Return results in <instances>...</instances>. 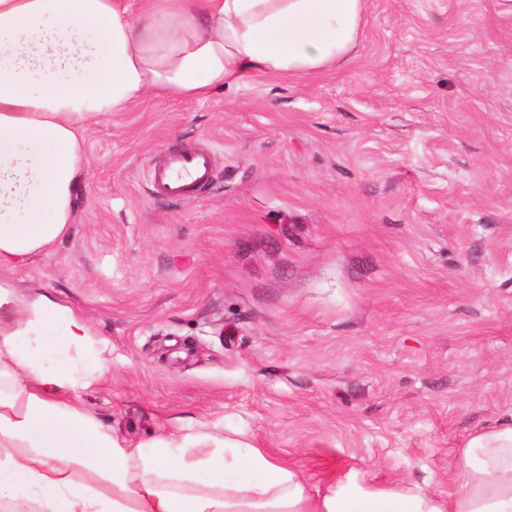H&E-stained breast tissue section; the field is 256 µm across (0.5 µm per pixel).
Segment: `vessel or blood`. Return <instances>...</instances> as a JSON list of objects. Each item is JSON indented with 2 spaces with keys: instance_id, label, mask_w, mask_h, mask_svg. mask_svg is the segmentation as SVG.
<instances>
[{
  "instance_id": "obj_1",
  "label": "vessel or blood",
  "mask_w": 512,
  "mask_h": 512,
  "mask_svg": "<svg viewBox=\"0 0 512 512\" xmlns=\"http://www.w3.org/2000/svg\"><path fill=\"white\" fill-rule=\"evenodd\" d=\"M209 176L207 156L189 151H173L154 174L155 192L171 199L181 198L188 195L193 186L206 182Z\"/></svg>"
}]
</instances>
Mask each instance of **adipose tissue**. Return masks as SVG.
<instances>
[{"label":"adipose tissue","instance_id":"obj_1","mask_svg":"<svg viewBox=\"0 0 512 512\" xmlns=\"http://www.w3.org/2000/svg\"><path fill=\"white\" fill-rule=\"evenodd\" d=\"M364 0H0V512H512V421L474 433L447 491L317 487L222 436L129 444L79 394L108 370L84 316L8 275L75 221L84 143L144 96L210 97L348 61Z\"/></svg>","mask_w":512,"mask_h":512}]
</instances>
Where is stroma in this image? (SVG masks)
<instances>
[{"instance_id":"obj_1","label":"stroma","mask_w":512,"mask_h":512,"mask_svg":"<svg viewBox=\"0 0 512 512\" xmlns=\"http://www.w3.org/2000/svg\"><path fill=\"white\" fill-rule=\"evenodd\" d=\"M211 180L153 195L166 151ZM15 268L106 339L118 435L223 434L328 483L448 488L512 416V0H365L347 63L101 117Z\"/></svg>"}]
</instances>
